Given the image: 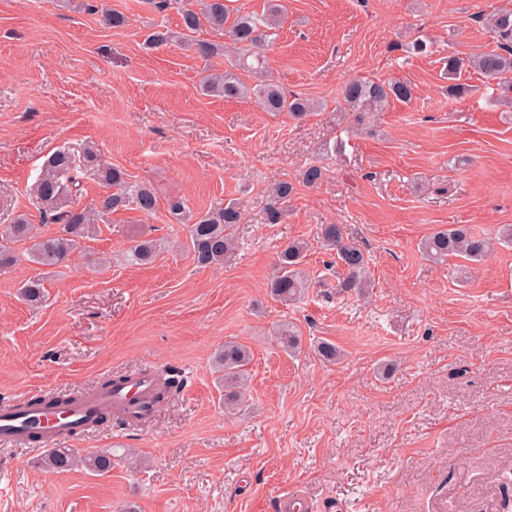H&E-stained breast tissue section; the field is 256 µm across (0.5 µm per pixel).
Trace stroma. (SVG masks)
Listing matches in <instances>:
<instances>
[{
	"label": "stroma",
	"instance_id": "stroma-1",
	"mask_svg": "<svg viewBox=\"0 0 512 512\" xmlns=\"http://www.w3.org/2000/svg\"><path fill=\"white\" fill-rule=\"evenodd\" d=\"M125 15L105 25L99 2ZM512 0H286L268 75L314 103L293 119L251 98L200 90L205 68L178 42L176 9L145 0H0V224L26 215L56 232L32 186L57 149L95 144L158 208L109 215L82 255L46 269L25 258L0 270V400L77 394L143 368L174 366L183 387L146 422L104 424L66 440L106 453L112 468L50 473L47 449L0 446V512H279L283 494L313 512H512V246L451 275L421 253L437 228L491 233L512 224V105L470 70L473 95L449 98V55L496 48L484 18ZM425 39L426 53L402 47ZM406 79L409 104L376 113L365 130L339 113L353 78ZM312 164L322 180L303 184ZM296 193L282 223L266 221L270 186ZM196 212L238 202L237 246L198 267L167 203ZM345 225L369 259L368 288L343 296L319 225ZM143 238L170 241L153 262L123 252ZM312 247V285L284 305L268 294L274 258L289 241ZM106 256L107 271L91 260ZM43 278L47 301L17 290ZM282 322L299 353L274 339ZM233 340L251 352L250 391L234 413L212 368ZM340 349L327 362L316 345ZM392 362L379 376L376 366Z\"/></svg>",
	"mask_w": 512,
	"mask_h": 512
}]
</instances>
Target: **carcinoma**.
I'll use <instances>...</instances> for the list:
<instances>
[{
	"label": "carcinoma",
	"instance_id": "1",
	"mask_svg": "<svg viewBox=\"0 0 512 512\" xmlns=\"http://www.w3.org/2000/svg\"><path fill=\"white\" fill-rule=\"evenodd\" d=\"M181 2L182 29L177 34L155 31L151 42H167L176 37L194 47L195 53L210 59L226 53L229 67L222 72H210L203 79L206 93L227 99L246 96L256 98L268 112H286L294 119H301L312 111L311 103L301 97H290L271 79L264 75L263 56L258 48L272 43L277 37L279 18L285 10L282 0H266L265 12L261 15L231 9L227 0H179ZM493 33L504 41L500 50L484 52L468 61L457 56L448 57V97L458 99L473 91L460 81V73L470 66L478 70L486 82L512 93V9L494 10L488 19ZM207 25L216 32L228 36L231 45L194 39L202 26ZM247 72L257 79L251 85L242 78ZM414 88L406 80L371 81L354 79L342 91L341 108L354 114L362 122L374 112H382L394 102L408 104L413 99ZM94 172L98 183L108 192L97 207L87 210L73 203V196L80 191V181L75 174L76 163ZM34 194L41 205L42 213L58 225L51 236L34 232L23 215H18L10 224L0 225V268L16 263V256L6 243L23 241L28 243L30 261L55 267L67 260L80 246V241L95 236L97 221L122 208L135 206L140 213L150 216L157 208V197L144 183L132 184L126 173L117 166L104 162L92 145L83 148L79 156L62 150L54 153L44 165L34 183ZM295 194V187L288 181L277 183L270 191L271 202L266 209L269 224L282 221L284 208ZM168 211L175 223L187 228V247L194 262L207 267L224 261V255L235 247L234 226L240 223L238 207L229 203L204 214L193 213L181 199L168 202ZM321 247L336 254L338 262L346 271V277L338 288L344 291L360 290L367 286L368 261L357 245L349 240L341 224H323L317 233ZM164 248L157 239H145L131 246L124 254L129 265H141L155 259ZM422 252L433 262L442 264L450 258H461L467 262L484 261L493 250L491 240L474 232L466 224H451L429 234L421 242ZM309 250V243L294 240L280 251L274 270L268 279L270 297L282 304L300 299L310 287L309 276L302 268ZM19 296L28 305L38 307L45 301L43 280L34 277L21 283ZM281 348L289 353L299 349L300 336L291 323L281 324L275 332ZM249 349L236 342L226 341L216 353L214 364L224 383V408L232 410L246 397L247 366L250 363ZM93 472H107L112 468V457L107 454L78 455L72 448H54L43 459L42 466L53 472H64L77 466Z\"/></svg>",
	"mask_w": 512,
	"mask_h": 512
}]
</instances>
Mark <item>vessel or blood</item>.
Masks as SVG:
<instances>
[{
    "mask_svg": "<svg viewBox=\"0 0 512 512\" xmlns=\"http://www.w3.org/2000/svg\"><path fill=\"white\" fill-rule=\"evenodd\" d=\"M156 390L157 381L146 369L69 401L49 399L37 406L22 399L0 403V445L25 447L36 439L48 446L74 439L93 428L102 415L120 413L126 424H135L153 413Z\"/></svg>",
    "mask_w": 512,
    "mask_h": 512,
    "instance_id": "1",
    "label": "vessel or blood"
}]
</instances>
